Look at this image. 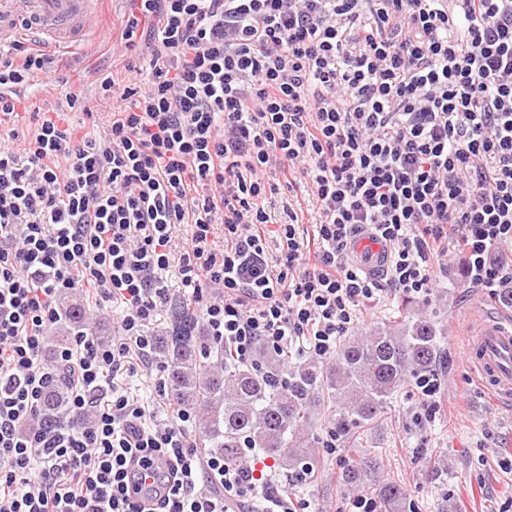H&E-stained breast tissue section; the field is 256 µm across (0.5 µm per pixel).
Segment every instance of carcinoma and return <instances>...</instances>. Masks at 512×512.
Here are the masks:
<instances>
[{
	"instance_id": "cac0c4a2",
	"label": "carcinoma",
	"mask_w": 512,
	"mask_h": 512,
	"mask_svg": "<svg viewBox=\"0 0 512 512\" xmlns=\"http://www.w3.org/2000/svg\"><path fill=\"white\" fill-rule=\"evenodd\" d=\"M64 329L56 342L82 326L85 308L62 303ZM172 329L157 337L154 352L167 368L175 403L199 410V441L210 452L233 460L242 448H259L295 473L315 468L317 417L328 419V433L350 448L337 481L375 490L382 512H411L401 484L382 480L376 459L361 451V436L386 413L399 392L438 376L448 363L435 312L398 317L339 342L333 361L288 364V355L265 344L248 359L220 348L211 355L209 336L197 315L173 303ZM65 380L46 392L42 424H54L66 411Z\"/></svg>"
}]
</instances>
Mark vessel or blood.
Returning <instances> with one entry per match:
<instances>
[{"mask_svg": "<svg viewBox=\"0 0 512 512\" xmlns=\"http://www.w3.org/2000/svg\"><path fill=\"white\" fill-rule=\"evenodd\" d=\"M101 0H0V45L20 37L43 46L72 44L96 31ZM352 258L372 275L382 274L389 262V247L368 234L350 247ZM468 357L480 380L502 398L512 397V327L486 317L474 328Z\"/></svg>", "mask_w": 512, "mask_h": 512, "instance_id": "b4317fda", "label": "vessel or blood"}]
</instances>
